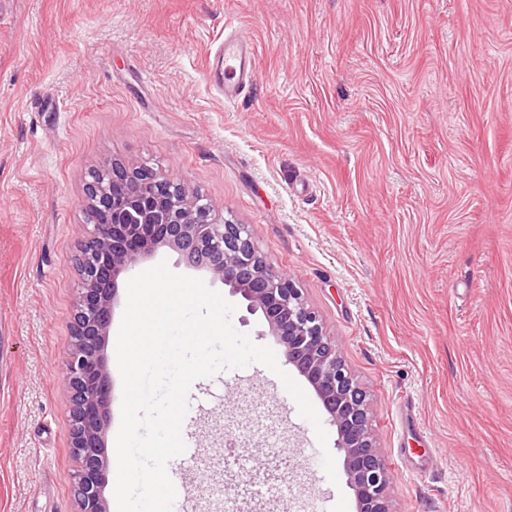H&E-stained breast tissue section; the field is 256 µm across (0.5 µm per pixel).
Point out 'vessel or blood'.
Here are the masks:
<instances>
[{"instance_id": "vessel-or-blood-1", "label": "vessel or blood", "mask_w": 512, "mask_h": 512, "mask_svg": "<svg viewBox=\"0 0 512 512\" xmlns=\"http://www.w3.org/2000/svg\"><path fill=\"white\" fill-rule=\"evenodd\" d=\"M206 75L225 99L239 97L254 76L253 52L249 36L241 30L230 33L205 62Z\"/></svg>"}]
</instances>
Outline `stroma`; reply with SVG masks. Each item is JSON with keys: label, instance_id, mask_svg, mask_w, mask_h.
Returning a JSON list of instances; mask_svg holds the SVG:
<instances>
[{"label": "stroma", "instance_id": "stroma-1", "mask_svg": "<svg viewBox=\"0 0 512 512\" xmlns=\"http://www.w3.org/2000/svg\"><path fill=\"white\" fill-rule=\"evenodd\" d=\"M254 45L235 103L204 61ZM147 164L248 225L372 399L393 512H512V0H9L0 12V512H76L75 259L90 170ZM230 320L261 315L206 272ZM185 512H356L260 364L195 380ZM412 405L413 418L402 410ZM430 459L407 473V461Z\"/></svg>", "mask_w": 512, "mask_h": 512}]
</instances>
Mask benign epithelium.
I'll use <instances>...</instances> for the list:
<instances>
[{"label": "benign epithelium", "instance_id": "obj_1", "mask_svg": "<svg viewBox=\"0 0 512 512\" xmlns=\"http://www.w3.org/2000/svg\"><path fill=\"white\" fill-rule=\"evenodd\" d=\"M102 173L123 184L124 193L117 199L99 181L87 183L88 206L102 221L89 232L92 249L81 259L73 345L65 362L78 512H109L103 488L111 385L104 348L119 278L163 247L177 252L186 268L224 283L247 302L250 313H262L267 335L281 347L285 362L306 379L336 427V446L343 453L357 512H390L389 473L370 432L368 396L292 278L266 264L248 225L224 219L215 204L200 203L182 184L149 167L115 162Z\"/></svg>", "mask_w": 512, "mask_h": 512}]
</instances>
